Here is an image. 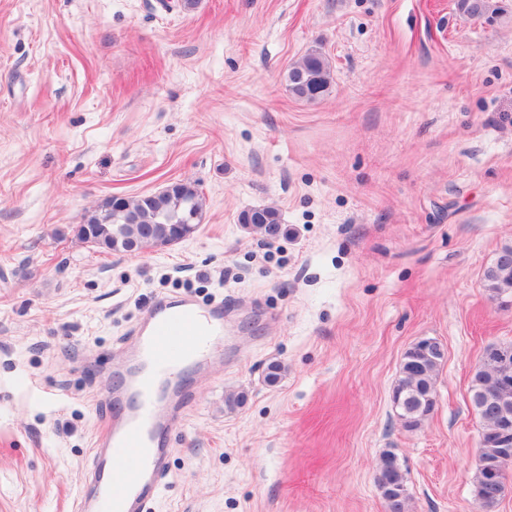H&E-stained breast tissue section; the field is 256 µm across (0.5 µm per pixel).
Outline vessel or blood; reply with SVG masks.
I'll return each mask as SVG.
<instances>
[{"mask_svg": "<svg viewBox=\"0 0 512 512\" xmlns=\"http://www.w3.org/2000/svg\"><path fill=\"white\" fill-rule=\"evenodd\" d=\"M202 336L191 347L187 334ZM224 354V306L202 305L193 298L162 297L135 328V341L116 408L96 437L89 477L76 512H149L167 475V448L159 435L175 417L153 393L155 378L176 375L184 363L205 373Z\"/></svg>", "mask_w": 512, "mask_h": 512, "instance_id": "1", "label": "vessel or blood"}]
</instances>
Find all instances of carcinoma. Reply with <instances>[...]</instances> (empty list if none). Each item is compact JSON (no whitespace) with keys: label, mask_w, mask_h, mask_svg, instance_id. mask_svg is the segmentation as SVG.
Wrapping results in <instances>:
<instances>
[{"label":"carcinoma","mask_w":512,"mask_h":512,"mask_svg":"<svg viewBox=\"0 0 512 512\" xmlns=\"http://www.w3.org/2000/svg\"><path fill=\"white\" fill-rule=\"evenodd\" d=\"M458 11L470 19L492 18L501 7L492 0H456ZM288 88L298 99L314 102L329 88L332 81L331 66L326 55L319 49L309 50L294 63L286 76ZM203 215V195L190 183H180L179 189L170 193L157 192L130 199H115L89 211L84 216L88 224L129 225L137 230L140 252L153 249L156 234L171 228L173 224L200 223ZM241 222L252 224L270 237L278 235L281 216L273 207L251 208L241 215ZM484 283L490 291L499 295L512 291V246L501 248L494 262L484 272ZM444 355L422 353L413 346L404 354L400 379L393 390V402L399 409V417L408 428H417L433 412L436 376ZM470 401L479 421L484 442L478 451L488 461L498 458L497 431L504 419L512 422V407L503 413L501 400L496 392L492 365L479 362L470 377ZM376 482L383 496L402 494L401 503L407 501L406 476L403 470L381 465ZM473 494L480 512H494L502 496L495 484L488 481L486 472L476 468L473 478Z\"/></svg>","instance_id":"obj_1"}]
</instances>
